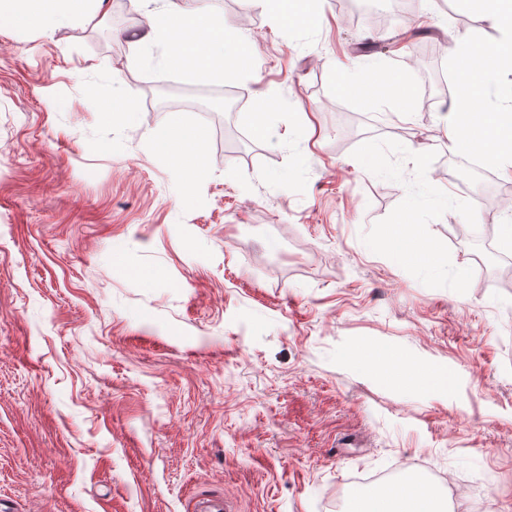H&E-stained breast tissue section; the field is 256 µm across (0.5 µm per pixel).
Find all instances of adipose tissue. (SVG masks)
<instances>
[{"label": "adipose tissue", "mask_w": 512, "mask_h": 512, "mask_svg": "<svg viewBox=\"0 0 512 512\" xmlns=\"http://www.w3.org/2000/svg\"><path fill=\"white\" fill-rule=\"evenodd\" d=\"M460 11L482 16L496 35L484 39L472 32L457 34L449 55L456 75L455 108L445 118L448 147L476 155L502 177L512 180V87L504 88L503 73H512V0H455ZM94 0H0V27L17 30L36 28L53 36L61 28L95 18ZM148 38L164 42L169 52L165 65L195 78H223L240 54L241 44L224 31L218 14H200L176 8L147 15ZM336 91L359 99L370 108L390 106L392 99L411 107L409 85L394 75L388 64L370 59L363 74L342 70ZM158 154L172 167L195 177L205 173L202 133L174 119L173 130L162 139ZM414 170L419 191L410 194L397 220L379 243L398 264L416 263L435 270L446 265L439 247L421 232L425 215L445 205V197L432 188L422 163ZM353 359L373 378L390 383L404 377L417 389L447 393L450 380L439 366L410 365L406 357L391 352L373 356L369 347H356ZM356 512H445L429 485L418 482L392 483L383 489L361 493Z\"/></svg>", "instance_id": "ef3b65f1"}]
</instances>
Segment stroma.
I'll return each mask as SVG.
<instances>
[{
	"mask_svg": "<svg viewBox=\"0 0 512 512\" xmlns=\"http://www.w3.org/2000/svg\"><path fill=\"white\" fill-rule=\"evenodd\" d=\"M369 0H320L274 23L226 0L248 75L220 82L145 63L104 0L46 38L0 28V512H347L381 472L463 486L454 512H512V271L459 239L499 226L512 182L482 174L423 233L463 281L370 251L422 161L453 189L438 76L482 17L434 0L382 30ZM387 61L428 111L402 118L336 93L339 64ZM196 93L158 109L148 78ZM284 105L268 140L245 119ZM137 111L104 121L112 91ZM180 115L206 135L193 188L154 146ZM376 146L392 172L362 169ZM447 368V396L381 385L358 344ZM280 105L279 94L273 89L260 91L254 101V112L248 115L255 138L261 139L265 134V118L275 112Z\"/></svg>",
	"mask_w": 512,
	"mask_h": 512,
	"instance_id": "35a3bbf8",
	"label": "stroma"
}]
</instances>
